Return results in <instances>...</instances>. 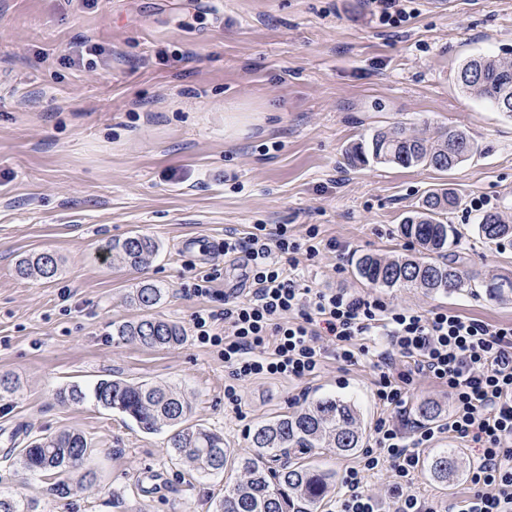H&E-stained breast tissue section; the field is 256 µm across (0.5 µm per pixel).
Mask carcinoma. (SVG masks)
Segmentation results:
<instances>
[{"instance_id":"carcinoma-1","label":"carcinoma","mask_w":512,"mask_h":512,"mask_svg":"<svg viewBox=\"0 0 512 512\" xmlns=\"http://www.w3.org/2000/svg\"><path fill=\"white\" fill-rule=\"evenodd\" d=\"M476 69L478 81L460 82L462 91L493 108L506 99L512 102V61L490 55L473 57L461 70ZM474 150L469 136L455 127L413 131L403 124L373 131L368 139L353 145L345 154L346 165L356 167L370 162L401 167L428 166L449 171L465 162ZM459 205V197L449 188L429 191L418 210L404 217L399 231L414 241L418 254L382 258L365 255L357 263L360 278L375 288H420L427 293L453 294L472 287L478 273L461 268L456 247L459 234L444 221L448 210ZM478 237L486 244H512V224L498 212L481 215L475 224ZM159 250L151 237L136 233L105 247L127 266L139 269ZM19 274L51 279L58 272L54 254L43 252L19 262ZM163 289L142 282L135 288L133 301L143 315L115 327L113 335L123 341L150 348L180 346L186 330L178 322L153 313L161 302ZM63 402L94 400L116 411L145 433L172 429L168 439L171 457L201 479L224 475L230 463L241 476L224 485V494L215 502L214 512H319L335 475L305 462L315 448H328L349 454L361 448L363 432L360 412L349 400L340 397L319 399L307 408L280 415L253 431V453L233 458L224 435L201 424H191L192 403L175 389L148 382L131 383L123 379H101L92 388L78 385L57 394ZM92 452L86 437L75 431L50 434L33 440L18 450L8 451L4 459H16L26 473H52L57 476L77 472ZM425 467L433 480L446 484L458 476L456 453L441 451L428 457ZM38 504L10 490H0V512H37Z\"/></svg>"}]
</instances>
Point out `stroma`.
<instances>
[{
  "label": "stroma",
  "mask_w": 512,
  "mask_h": 512,
  "mask_svg": "<svg viewBox=\"0 0 512 512\" xmlns=\"http://www.w3.org/2000/svg\"><path fill=\"white\" fill-rule=\"evenodd\" d=\"M399 27L379 25L368 0H0V375L18 391L0 399V449L11 430H64L93 447L84 467L94 483L52 494V477L23 474L0 460V488L20 491L38 512H213L223 478H191L175 464L167 432L147 434L97 405L59 401L70 385L121 378L169 385L193 403V422L220 432L240 456L267 420L336 395L362 414L374 443L381 408L375 360L327 359L317 377L234 380L217 347L188 337L168 349L113 337L137 319L139 281L165 290L156 309L191 327L223 301L186 293L194 273L221 266L217 291L240 271L219 252L225 234L287 225L336 249L302 260L317 289L375 293L399 308L442 307L493 325L512 324V295L484 289L453 295L372 289L359 256H407L417 244L399 232L425 194L445 183L461 204L448 221L460 233L465 267L512 279V245L486 246L474 231L482 199L512 216V119L466 96L460 65L477 55L512 59V0H407ZM99 45L95 65L75 64L82 43ZM252 120L243 137L224 136V106ZM452 126L473 155L442 173L430 167H345L343 155L378 128ZM142 233L160 249L141 270L105 257L111 241ZM49 251L54 279H24L22 257ZM236 385L239 409L224 402ZM409 491L448 508L470 482L444 486L417 471Z\"/></svg>",
  "instance_id": "35a3bbf8"
}]
</instances>
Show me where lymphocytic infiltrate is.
<instances>
[{
    "label": "lymphocytic infiltrate",
    "mask_w": 512,
    "mask_h": 512,
    "mask_svg": "<svg viewBox=\"0 0 512 512\" xmlns=\"http://www.w3.org/2000/svg\"><path fill=\"white\" fill-rule=\"evenodd\" d=\"M318 231L306 241L290 238L287 225L268 231L254 225L248 236L227 234L219 250L240 259L245 294L229 290L222 312L203 308L192 322L196 339L220 348L234 377H316L326 354L356 363L376 357L380 371L374 398L383 413L375 422V446L357 465L347 467L337 512H440L432 500L403 494L420 464L421 449L439 435L475 444L469 469L472 492L458 512H512V325H491L436 308L425 313L389 306L383 299L345 290L320 291L303 286L294 272L299 254L315 257ZM225 321L227 334L214 333ZM328 336L325 352L319 336ZM385 336L381 349L372 337ZM446 389L453 410L446 422L410 427L404 394L416 377ZM390 468L400 481L393 503L371 494L366 473Z\"/></svg>",
    "instance_id": "lymphocytic-infiltrate-1"
}]
</instances>
